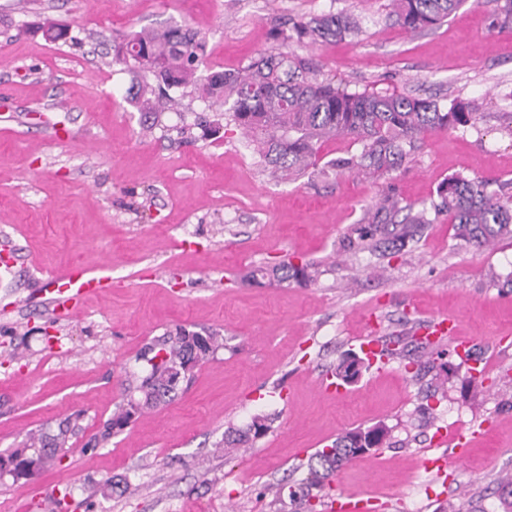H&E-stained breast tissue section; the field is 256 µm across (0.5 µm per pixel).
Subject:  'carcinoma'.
<instances>
[{"label": "carcinoma", "instance_id": "cac0c4a2", "mask_svg": "<svg viewBox=\"0 0 512 512\" xmlns=\"http://www.w3.org/2000/svg\"><path fill=\"white\" fill-rule=\"evenodd\" d=\"M465 0H391V15L406 31L418 33L433 28L455 12ZM50 34L46 23H35L31 31L51 42L69 38V28L56 23ZM358 31L356 22L342 13H325L280 29L276 39L285 50L262 55L243 71L198 73L206 52V38L188 27H168L139 31L114 41L113 60L132 74L137 91L130 96L144 121L158 124L162 114L176 109L178 100L171 91L192 88L198 97L224 107L213 119L198 117L176 128L183 136L199 128L206 136H216L232 125L249 139L270 174L280 180H294L319 161V143L342 136L360 146V151L332 162L339 169L364 175L399 169L425 132L446 131L466 126L475 119L468 103L449 107L438 102L394 93L349 92L317 75L314 63L286 51L288 42L314 43L319 39H343ZM435 214H445L455 236L468 245L487 249L499 240L512 237V204L504 194L490 193L487 183L451 176L437 189L431 202ZM429 223L427 211L401 205L386 195L354 229L357 238L350 244L360 248L393 249ZM249 278H268L280 285H306L314 272L306 264L279 262L259 267ZM224 347L217 332L192 331L178 327L146 345L138 354L141 372L132 374L126 387L127 403L119 407L104 430L93 438L95 444L108 441L136 415L168 403L180 385L178 376L187 367L207 360ZM366 369L369 363L357 354L343 357L336 376H349L352 364ZM74 424L60 421L56 427L30 434L6 456L0 455V478L33 481L46 467L61 460L59 452L68 447ZM270 429V418L257 414L244 429L224 433L226 448H250ZM388 431L379 424L356 428L336 438L317 452L310 462L312 484L324 486L339 469L356 457L354 448L363 439L374 448L383 447Z\"/></svg>", "mask_w": 512, "mask_h": 512}]
</instances>
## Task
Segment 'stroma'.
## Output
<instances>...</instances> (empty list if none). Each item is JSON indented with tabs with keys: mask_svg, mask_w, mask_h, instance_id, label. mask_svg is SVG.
<instances>
[{
	"mask_svg": "<svg viewBox=\"0 0 512 512\" xmlns=\"http://www.w3.org/2000/svg\"><path fill=\"white\" fill-rule=\"evenodd\" d=\"M0 0V241L19 261L0 278V452L71 416L61 460L34 482L0 479V512H330L326 491L291 501L280 486L308 476L311 456L352 428L376 424L389 445L344 465L331 489L369 512H503L512 477V238L478 251L447 216L433 217L395 255L354 251L351 228L387 192L430 207L462 175L512 195V29L493 24L496 0H466L441 25L411 34L389 0ZM350 15L358 35L296 46L321 78L351 91L441 104L463 99L475 124L419 136L398 170L375 176L309 171L283 182L264 171L238 129L219 140L177 136L208 103L184 97L142 130L131 76L113 61L122 34L188 25L207 40L206 66L236 71L277 52L290 19ZM69 25L70 42L28 32ZM280 256L318 267L316 281H250ZM71 268L109 286L72 316L51 315L45 288ZM455 322L476 352L478 378L448 340L442 366L379 360L353 384L334 371L367 336L391 344L435 319ZM213 329L224 346L174 401L104 444L90 439L122 402L140 348L176 326ZM433 421H426L425 412ZM265 414L250 448L218 451L227 428ZM479 437L444 476L426 459ZM444 445H437V437ZM124 480L123 495L102 494ZM330 489V490H331Z\"/></svg>",
	"mask_w": 512,
	"mask_h": 512,
	"instance_id": "stroma-1",
	"label": "stroma"
}]
</instances>
